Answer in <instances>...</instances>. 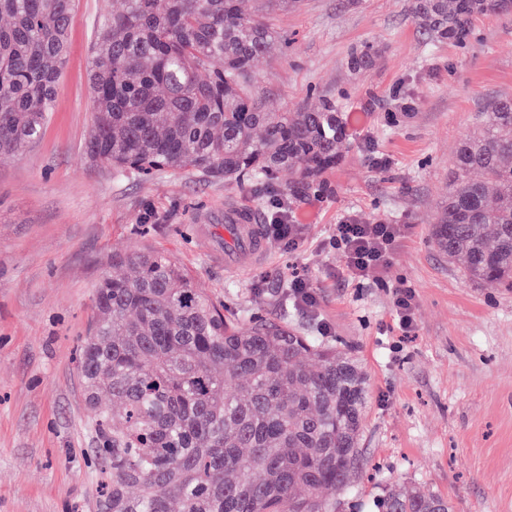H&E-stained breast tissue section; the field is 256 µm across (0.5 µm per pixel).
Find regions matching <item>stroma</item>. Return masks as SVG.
<instances>
[{
  "mask_svg": "<svg viewBox=\"0 0 512 512\" xmlns=\"http://www.w3.org/2000/svg\"><path fill=\"white\" fill-rule=\"evenodd\" d=\"M410 0H303L279 13L285 54L260 59V93L274 111L320 97L357 113L348 153L321 197L290 205L303 240L267 241L265 262L230 272L226 206L262 213L290 181L229 185L162 172L113 177L83 154L94 112L90 47L100 17L121 0H78L69 52L41 141L0 161V512H100L106 469L80 378L95 285L116 253L171 252L227 317L262 316L348 350L366 379L367 413L338 512H374L392 485L447 497L454 512H512V289L485 288L432 246L430 223L448 190L463 135L512 97V14L474 23L467 46L420 36ZM377 46L375 66H346L348 50ZM412 100L401 111L400 99ZM388 158L370 167L368 149ZM355 215L408 232L384 275L347 280L323 249ZM308 275L316 309L297 307L288 281ZM412 285L416 330L395 323L391 289Z\"/></svg>",
  "mask_w": 512,
  "mask_h": 512,
  "instance_id": "obj_1",
  "label": "stroma"
}]
</instances>
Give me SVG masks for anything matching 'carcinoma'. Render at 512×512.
<instances>
[{"mask_svg": "<svg viewBox=\"0 0 512 512\" xmlns=\"http://www.w3.org/2000/svg\"><path fill=\"white\" fill-rule=\"evenodd\" d=\"M300 0H124L92 50L94 122L86 157L118 176L189 172L228 183L318 193L350 140L335 98L269 110L254 63L288 46L276 12ZM76 0H0V158L42 138L68 53ZM429 40L458 47L512 0H411ZM371 43L350 49L371 68ZM435 249L486 288H512V98L464 136L448 197L431 224ZM82 347L89 416L105 438V512H336L364 424L365 378L352 356L278 323L224 317L187 270L154 248L112 255L96 285ZM106 392L111 402L102 404ZM380 512H453L416 489L389 490Z\"/></svg>", "mask_w": 512, "mask_h": 512, "instance_id": "carcinoma-1", "label": "carcinoma"}]
</instances>
